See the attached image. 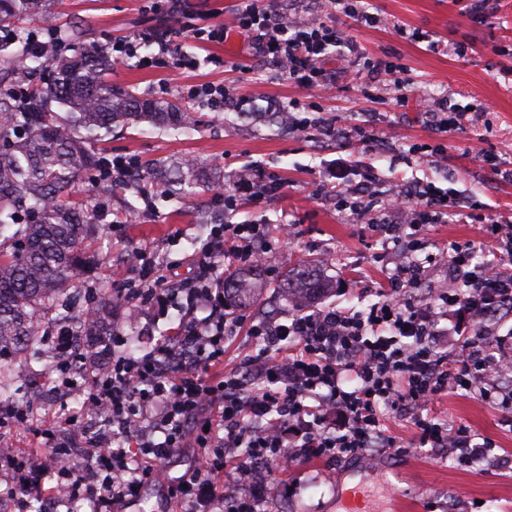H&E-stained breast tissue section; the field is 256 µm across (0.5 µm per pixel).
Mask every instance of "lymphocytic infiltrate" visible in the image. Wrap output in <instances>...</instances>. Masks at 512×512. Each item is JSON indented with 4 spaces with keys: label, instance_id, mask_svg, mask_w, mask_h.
<instances>
[{
    "label": "lymphocytic infiltrate",
    "instance_id": "f902f5d3",
    "mask_svg": "<svg viewBox=\"0 0 512 512\" xmlns=\"http://www.w3.org/2000/svg\"><path fill=\"white\" fill-rule=\"evenodd\" d=\"M325 17L289 24L276 0H247L227 24L195 23L183 14L178 26L143 29L114 42L116 58L138 57L157 46L176 69L196 67V58L178 52L176 39L191 32L201 44L223 41L229 29L258 35L269 64L302 90L328 88L320 68L328 54L342 57L358 48L336 26L337 15L372 22L361 0H326ZM263 168L252 165L233 182L232 202L257 201L283 189ZM402 215L393 230L416 239L452 201L434 187L420 185L396 203ZM490 260L471 271V246L448 254L456 285L421 300L414 263L399 266L380 303L365 312L325 307L291 315L284 323L256 321L245 310H228L224 278L255 263L269 249L263 225L215 224L190 262V274L174 279L143 249H135L129 269L132 287L117 286L118 297L138 301L152 321L179 320L167 336L143 355L125 353L126 336L112 331V362L107 372L89 368L73 378L78 338L67 329L56 337L51 365L67 387H81L92 406L107 408L118 427L111 436L89 442L83 465L52 429L41 433L52 467L34 454L0 455L18 499L17 512H29L31 497L50 499L48 473L71 486L74 495L94 492L97 512L119 504L156 482L163 464L189 455L185 472L167 485L169 499L190 512H259L264 488L251 481L252 465L270 472L375 451L405 453L406 446L384 428L383 413L412 419L421 448H457L465 460L487 456L490 441H478L463 423L437 422L431 413L443 395L467 391L488 406H512V365L496 357V329L488 320L512 316V224L485 229ZM245 330L260 346L244 370L224 374V341ZM239 489L230 496L225 484Z\"/></svg>",
    "mask_w": 512,
    "mask_h": 512
}]
</instances>
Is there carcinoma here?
<instances>
[{
	"label": "carcinoma",
	"mask_w": 512,
	"mask_h": 512,
	"mask_svg": "<svg viewBox=\"0 0 512 512\" xmlns=\"http://www.w3.org/2000/svg\"><path fill=\"white\" fill-rule=\"evenodd\" d=\"M59 0H0V27L37 16L45 23ZM50 68L45 85L22 101L0 92V229L11 235L0 242V385L14 376L22 346L38 335L37 318L46 312L66 316L63 299L74 287L77 272L92 264L88 238L103 219L100 207L69 200L74 183L100 164L95 144L115 126L146 123L155 129L178 130L191 124V114L172 100L142 98L112 88V60L83 43L71 56L45 59L22 51L5 55L0 85L18 86L21 72ZM161 191L191 197L209 190L224 175L206 170L193 158L155 163ZM288 294L296 307L320 297L326 282L310 270L286 274ZM257 274L244 268L224 281V300L235 307L259 295ZM99 304L83 325L86 336L112 335V289H98Z\"/></svg>",
	"instance_id": "1"
}]
</instances>
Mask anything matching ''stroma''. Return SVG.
Segmentation results:
<instances>
[{"mask_svg":"<svg viewBox=\"0 0 512 512\" xmlns=\"http://www.w3.org/2000/svg\"><path fill=\"white\" fill-rule=\"evenodd\" d=\"M472 0H368L375 26L340 20L346 38L362 53L330 56L322 66L336 81L333 96L302 92L275 71L247 36L233 33L219 45H201L179 38L182 52L200 58L198 68L176 70L160 64L141 66L137 59L112 62L113 87L139 95L182 103L194 117L191 131L166 134L143 124L115 130L98 146L101 156L132 155L140 164L195 157L212 168L231 173L257 164L284 182L282 192L249 203L225 215L223 201L203 192L180 202L164 197L154 186L133 194L121 187L96 183L85 173L72 189L76 198L93 197L108 205L88 251L98 258L90 272L75 280L70 316L65 324L80 330L90 305L87 286L113 285L128 278V250L140 247L175 260L173 274H188L185 257L206 241L211 225L262 224L296 227L294 239L275 243L257 266L263 284L250 308L261 321L285 322L294 305L282 287L284 272L312 262L332 292L327 304L356 311L379 302L395 271L402 248L382 227L393 219L384 207L392 193L413 182L434 185L457 200L460 214H448L426 225L416 253L422 296L447 288L452 276L445 256L455 244L482 246L484 226L512 218V0H488L483 16L470 12ZM171 17L149 13L143 0H59L56 25L62 33L79 32L104 50L116 39L148 28H164ZM441 50H433L432 42ZM222 57L224 66L206 63L207 55ZM390 61L408 82L405 100L395 98L385 75L368 76L369 61ZM223 84L233 96L305 103L311 124L305 130L284 128L276 115L247 116L217 112L183 97L185 86ZM427 100L445 101L449 109L471 115L463 131L440 134L424 112ZM372 134L368 145L355 143L356 127ZM487 155L488 165L471 159ZM345 159L355 180L373 177L365 214L342 209L336 191L325 182V165ZM49 315L38 320L40 335L56 333L64 324ZM84 392L67 404L31 411L27 425L11 428L16 451L40 443L42 429L60 438L83 431ZM433 412L442 422H465L494 446L487 459L460 464L456 454L410 447L388 457L385 476L365 471L362 459L330 460L300 465L293 474L292 494L268 499L263 512H344L340 488L352 483L366 499L368 512H394L396 502L409 512H512V412L493 410L466 392L436 400Z\"/></svg>","mask_w":512,"mask_h":512,"instance_id":"stroma-1","label":"stroma"}]
</instances>
